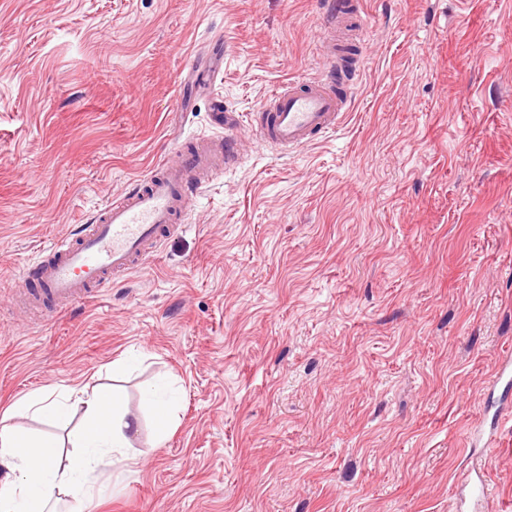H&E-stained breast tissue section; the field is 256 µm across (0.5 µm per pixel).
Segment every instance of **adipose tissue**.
<instances>
[{
    "label": "adipose tissue",
    "mask_w": 512,
    "mask_h": 512,
    "mask_svg": "<svg viewBox=\"0 0 512 512\" xmlns=\"http://www.w3.org/2000/svg\"><path fill=\"white\" fill-rule=\"evenodd\" d=\"M73 408L82 410L83 423L69 455H61L56 436L21 431L20 420L58 422ZM136 427L120 394L101 385H73L59 400H20L0 414V512H86L108 473L128 460Z\"/></svg>",
    "instance_id": "ef3b65f1"
}]
</instances>
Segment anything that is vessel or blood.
<instances>
[{
  "instance_id": "vessel-or-blood-1",
  "label": "vessel or blood",
  "mask_w": 512,
  "mask_h": 512,
  "mask_svg": "<svg viewBox=\"0 0 512 512\" xmlns=\"http://www.w3.org/2000/svg\"><path fill=\"white\" fill-rule=\"evenodd\" d=\"M348 102L331 80L291 83L274 89L260 116L262 142L294 151L325 138L341 124ZM214 124L225 129L219 148L178 146L174 156L128 193L105 205L79 239L58 240L20 271L12 299L37 319L97 297L109 280L142 265L164 234L186 219L197 189L234 163L238 142L231 113L216 101Z\"/></svg>"
}]
</instances>
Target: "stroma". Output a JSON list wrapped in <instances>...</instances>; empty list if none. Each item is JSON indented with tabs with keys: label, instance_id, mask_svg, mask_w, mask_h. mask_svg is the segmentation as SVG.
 I'll list each match as a JSON object with an SVG mask.
<instances>
[{
	"label": "stroma",
	"instance_id": "35a3bbf8",
	"mask_svg": "<svg viewBox=\"0 0 512 512\" xmlns=\"http://www.w3.org/2000/svg\"><path fill=\"white\" fill-rule=\"evenodd\" d=\"M342 125L263 145L273 87L325 72L327 0H0V410L119 386L142 429L87 512H455L479 391L512 351V0H354ZM211 93L189 69L213 41ZM239 124V161L94 302L8 300L47 243ZM176 391L150 447L144 383ZM480 512H512V413Z\"/></svg>",
	"mask_w": 512,
	"mask_h": 512
}]
</instances>
